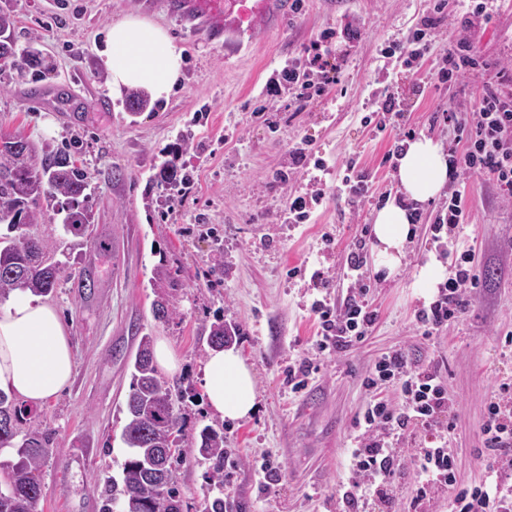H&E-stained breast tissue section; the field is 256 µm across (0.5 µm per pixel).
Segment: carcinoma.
<instances>
[{"label": "carcinoma", "instance_id": "carcinoma-1", "mask_svg": "<svg viewBox=\"0 0 512 512\" xmlns=\"http://www.w3.org/2000/svg\"><path fill=\"white\" fill-rule=\"evenodd\" d=\"M14 25L9 11H0V61L22 75L39 70L38 50L30 46L17 54L14 43L4 38ZM156 178L183 193L191 176L170 163L160 164ZM87 174L76 164L75 151L54 150L35 143L22 132L0 135V224L8 234L0 236V299L15 291L45 296L59 285L62 263L49 257L52 246L36 236L22 241L33 224H45L62 216L65 234L84 236L92 223L88 204ZM154 318L168 321L179 315L172 288L156 286ZM239 336L238 326L218 317L208 327V345L224 347V340ZM152 338L141 337L133 362L131 391L125 406L122 441L129 448L121 479L108 476L101 490L102 512H182V498L173 474L189 453L209 464L210 481L224 484V425L217 421L199 428L186 439L179 402L153 360ZM26 410L0 392V451L16 449L17 460L0 463V512H35L41 496L40 468L49 453L51 432H37L15 443ZM177 449H172V445Z\"/></svg>", "mask_w": 512, "mask_h": 512}]
</instances>
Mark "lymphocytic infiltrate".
<instances>
[{
	"mask_svg": "<svg viewBox=\"0 0 512 512\" xmlns=\"http://www.w3.org/2000/svg\"><path fill=\"white\" fill-rule=\"evenodd\" d=\"M305 66H289L286 83H272L268 93L283 90L304 100L311 83L307 72H315L320 85L336 83L335 71L325 59L321 41H314ZM445 122L452 125L456 144L451 163L456 175L467 173L493 181L503 197L512 200V65L500 68L496 81L483 86L468 111L449 103ZM455 275L438 290L427 308L418 310L415 326L420 335L432 336L465 313L472 290L479 285L475 257L463 252L455 260ZM369 285L355 279L342 302L319 300L312 311L318 318L320 350H344L361 341L376 323L368 295ZM382 382L399 385L405 402L395 405L380 396L369 404L356 421L357 445L348 459L350 481L339 498L341 512H363L378 506L380 512H400L399 486L411 480L410 512H428L431 503L448 487L455 493L449 512H512V489L501 480L484 479L471 485H457L454 456L448 446L457 408L449 398L443 378L432 363H418L402 350L382 355L364 380L374 388ZM500 401L490 402L482 429L484 447L497 471L512 469V385L501 384ZM426 430L425 445L414 451L412 468H405L396 444Z\"/></svg>",
	"mask_w": 512,
	"mask_h": 512,
	"instance_id": "f902f5d3",
	"label": "lymphocytic infiltrate"
}]
</instances>
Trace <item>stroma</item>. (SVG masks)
I'll return each mask as SVG.
<instances>
[{"label":"stroma","mask_w":512,"mask_h":512,"mask_svg":"<svg viewBox=\"0 0 512 512\" xmlns=\"http://www.w3.org/2000/svg\"><path fill=\"white\" fill-rule=\"evenodd\" d=\"M438 1L440 14L433 10ZM178 2L0 0L15 17L17 49L34 42L44 58L37 76L0 68V131L19 129L55 149L78 145L93 211L78 260L64 267L59 288L47 297L68 329L75 370L60 397L32 411L30 428L52 433L36 512H101L97 481L119 475L127 457L123 407L141 336L166 338L180 360L164 377L192 391L183 403L186 431L214 421L201 395L210 350L201 327L219 315L240 328L235 346L253 367L259 397L249 419L224 422V496L233 512H336L354 421L375 394L364 385L366 373L382 353L398 349L437 365L458 405L449 442L457 479L482 480L492 465L482 453L487 406L495 387L512 381V345L505 342L512 333V204L495 185L475 175L458 181L466 217L453 234L431 228L445 196L420 205L422 221L396 274L364 259L361 273L378 317L362 342L338 354L318 352L310 306L346 296L349 248L397 193L385 154L421 135L451 145L454 131L436 114L452 99L471 105L483 83L494 80L496 64L512 62V0H489L488 20L475 26L466 0H301L250 38L231 31L213 37ZM127 14L166 28L184 58L169 99L137 114L126 99L111 97L97 56L105 28ZM425 23L434 31L424 57L410 67L384 66L382 50ZM350 25L359 31L353 41L344 36ZM466 28L487 67L442 84L437 72L448 44ZM325 33L338 84L301 105L286 96L269 100L267 83L280 79L285 63L305 62ZM387 95L403 117L379 132L364 119ZM183 136L187 151L171 157ZM299 148L306 159L296 168L291 155ZM171 158L192 175L185 195L155 180L159 164ZM351 158L367 179L359 203L342 184ZM316 189L324 195L309 220L289 223V194ZM467 249L483 279L466 313L433 337L416 335L422 302L415 271L429 253L451 263ZM160 267L180 295V313L167 323L152 313ZM318 270L326 283L315 282ZM86 276L94 288H78ZM303 358L315 370L295 394L288 366ZM265 457L278 468L269 483L255 467ZM174 479L185 512H200L212 490L207 463L188 456Z\"/></svg>","instance_id":"obj_1"}]
</instances>
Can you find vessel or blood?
<instances>
[{
	"mask_svg": "<svg viewBox=\"0 0 512 512\" xmlns=\"http://www.w3.org/2000/svg\"><path fill=\"white\" fill-rule=\"evenodd\" d=\"M283 0H184V12L207 20L215 36L253 29L264 18L282 11Z\"/></svg>",
	"mask_w": 512,
	"mask_h": 512,
	"instance_id": "b4317fda",
	"label": "vessel or blood"
}]
</instances>
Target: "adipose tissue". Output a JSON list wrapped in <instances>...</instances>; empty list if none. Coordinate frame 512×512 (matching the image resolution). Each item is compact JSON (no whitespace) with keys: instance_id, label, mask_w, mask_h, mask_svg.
Segmentation results:
<instances>
[{"instance_id":"adipose-tissue-1","label":"adipose tissue","mask_w":512,"mask_h":512,"mask_svg":"<svg viewBox=\"0 0 512 512\" xmlns=\"http://www.w3.org/2000/svg\"><path fill=\"white\" fill-rule=\"evenodd\" d=\"M98 57L113 94L135 88L154 100L169 98L183 66L167 30L135 15L107 27ZM397 162L399 195L376 211L371 247L375 270L390 274L403 265L413 205L436 197L449 175L442 145L425 136L403 142ZM73 372L68 331L52 304L17 293L0 306V392L39 406L61 394ZM203 388L208 407L222 417L244 420L256 409L253 373L235 347L209 353Z\"/></svg>"}]
</instances>
